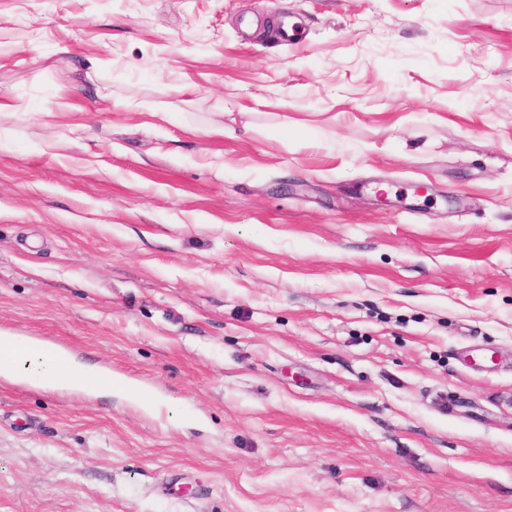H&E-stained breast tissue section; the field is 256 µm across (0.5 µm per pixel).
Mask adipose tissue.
<instances>
[{
    "mask_svg": "<svg viewBox=\"0 0 512 512\" xmlns=\"http://www.w3.org/2000/svg\"><path fill=\"white\" fill-rule=\"evenodd\" d=\"M0 378L7 381L25 380L40 387L105 396L130 389L128 383L105 377L95 364L78 359L64 348H47L36 340L2 332Z\"/></svg>",
    "mask_w": 512,
    "mask_h": 512,
    "instance_id": "obj_1",
    "label": "adipose tissue"
}]
</instances>
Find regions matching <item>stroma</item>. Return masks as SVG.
I'll list each match as a JSON object with an SVG mask.
<instances>
[{"label": "stroma", "instance_id": "35a3bbf8", "mask_svg": "<svg viewBox=\"0 0 512 512\" xmlns=\"http://www.w3.org/2000/svg\"><path fill=\"white\" fill-rule=\"evenodd\" d=\"M0 332L183 412L0 380V512H512V0H0Z\"/></svg>", "mask_w": 512, "mask_h": 512}]
</instances>
